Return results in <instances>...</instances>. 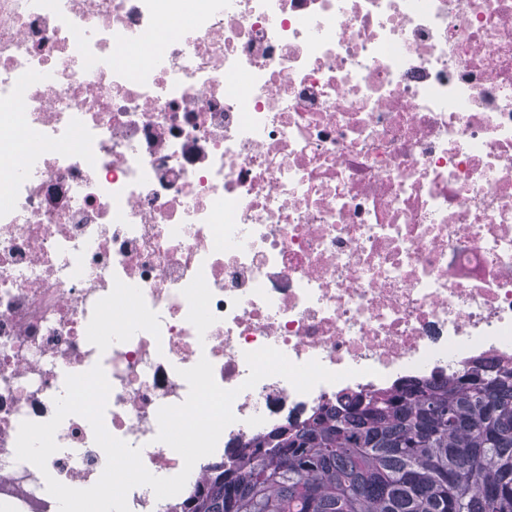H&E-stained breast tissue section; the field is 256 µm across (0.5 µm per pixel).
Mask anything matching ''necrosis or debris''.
Returning a JSON list of instances; mask_svg holds the SVG:
<instances>
[{
  "mask_svg": "<svg viewBox=\"0 0 512 512\" xmlns=\"http://www.w3.org/2000/svg\"><path fill=\"white\" fill-rule=\"evenodd\" d=\"M181 20L175 35L163 21ZM151 57L128 65L146 43ZM0 512H58L106 456L65 378L171 477L157 413L207 358L234 423L512 360V0H0ZM356 376L244 389L246 353Z\"/></svg>",
  "mask_w": 512,
  "mask_h": 512,
  "instance_id": "4bbe7bcc",
  "label": "necrosis or debris"
}]
</instances>
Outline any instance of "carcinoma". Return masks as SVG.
<instances>
[{"label": "carcinoma", "instance_id": "cac0c4a2", "mask_svg": "<svg viewBox=\"0 0 512 512\" xmlns=\"http://www.w3.org/2000/svg\"><path fill=\"white\" fill-rule=\"evenodd\" d=\"M183 512H512V360L258 435L206 468Z\"/></svg>", "mask_w": 512, "mask_h": 512}]
</instances>
